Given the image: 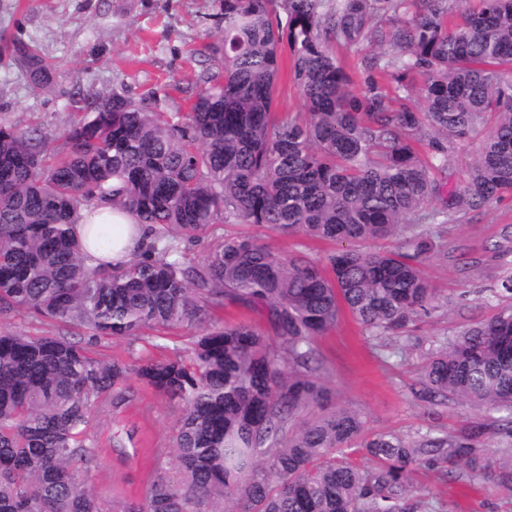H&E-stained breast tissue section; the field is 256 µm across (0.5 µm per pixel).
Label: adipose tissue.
<instances>
[{"label": "adipose tissue", "mask_w": 512, "mask_h": 512, "mask_svg": "<svg viewBox=\"0 0 512 512\" xmlns=\"http://www.w3.org/2000/svg\"><path fill=\"white\" fill-rule=\"evenodd\" d=\"M143 230L134 215L114 210L107 204L84 209L73 227L88 264L93 266L128 261L138 248Z\"/></svg>", "instance_id": "ef3b65f1"}]
</instances>
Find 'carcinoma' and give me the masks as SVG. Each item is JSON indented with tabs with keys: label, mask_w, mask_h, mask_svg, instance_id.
Segmentation results:
<instances>
[{
	"label": "carcinoma",
	"mask_w": 512,
	"mask_h": 512,
	"mask_svg": "<svg viewBox=\"0 0 512 512\" xmlns=\"http://www.w3.org/2000/svg\"><path fill=\"white\" fill-rule=\"evenodd\" d=\"M401 12L389 31L377 16ZM222 79L204 75L192 111L114 92L83 96L64 152L39 127L0 122V315L15 310L130 338L205 321L228 302L270 322L213 320L190 350L134 368L91 358L62 336L0 332V512H102L85 475L99 399L131 377L184 407L173 447L123 512H428L409 498L414 470L464 464L512 491V306L432 354L421 391L481 406L455 434H368L360 413L324 407L318 340L347 311L390 342L436 301L419 257L446 224L512 198V0H222ZM390 41L373 67L423 106L398 112L361 97L333 47ZM304 111L272 105L283 49ZM29 83L52 85L45 58L16 42ZM493 122L461 188L439 207L448 145ZM427 138V158L407 136ZM109 203L150 226L123 266L90 268L71 227ZM215 224L302 234L340 248L322 266L284 257L252 235L214 240L207 259L182 244ZM393 239L396 247L364 245ZM323 412L307 418L315 407ZM362 448L373 466L336 458Z\"/></svg>",
	"instance_id": "obj_1"
}]
</instances>
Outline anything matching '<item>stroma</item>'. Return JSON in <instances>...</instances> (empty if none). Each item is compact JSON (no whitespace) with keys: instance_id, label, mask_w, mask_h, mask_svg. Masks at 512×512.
I'll use <instances>...</instances> for the list:
<instances>
[{"instance_id":"stroma-1","label":"stroma","mask_w":512,"mask_h":512,"mask_svg":"<svg viewBox=\"0 0 512 512\" xmlns=\"http://www.w3.org/2000/svg\"><path fill=\"white\" fill-rule=\"evenodd\" d=\"M220 0H0V119L53 134L52 148H66L65 134L82 105L79 93L118 91L138 99L154 92L171 112H187L200 90L197 78L219 68ZM21 40L35 45L55 66L52 91L32 88L10 63L6 48ZM380 46L362 40L336 51L350 76V89L369 87L391 96L394 108L419 107L423 73H411L413 92L394 94L390 76L373 68ZM512 225V202L467 213L454 224H433L435 243L448 256L424 257L421 267L439 302L405 330L409 347L399 353L373 348L350 315L323 336L319 352L328 366L330 405L358 410L370 433L390 432L406 438L425 431L455 433L483 413L460 402L434 404L415 395L427 357L464 328L494 315L512 300L500 294L502 280L512 277V254L494 257L482 247ZM0 329L32 336H64L79 342L90 356L130 365L163 360L189 347L200 327H184L167 336L113 339L83 326L64 325L16 310L0 315ZM124 399H103L95 413L93 439L100 464L90 485L120 512L138 499L152 476L154 449L168 447L181 410L177 404L137 380H129ZM412 497L433 502L434 512H512V492L476 472L451 478L419 467Z\"/></svg>"}]
</instances>
